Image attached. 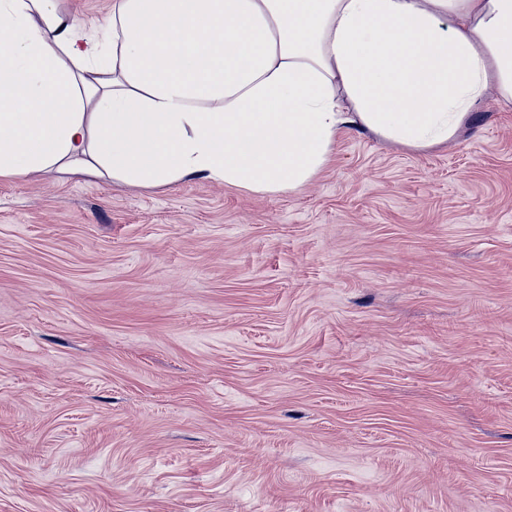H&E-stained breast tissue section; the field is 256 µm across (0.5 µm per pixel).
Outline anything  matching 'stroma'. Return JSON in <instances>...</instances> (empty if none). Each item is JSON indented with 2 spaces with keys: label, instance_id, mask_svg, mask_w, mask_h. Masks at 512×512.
<instances>
[{
  "label": "stroma",
  "instance_id": "35a3bbf8",
  "mask_svg": "<svg viewBox=\"0 0 512 512\" xmlns=\"http://www.w3.org/2000/svg\"><path fill=\"white\" fill-rule=\"evenodd\" d=\"M0 512H512V108L276 195L0 180Z\"/></svg>",
  "mask_w": 512,
  "mask_h": 512
}]
</instances>
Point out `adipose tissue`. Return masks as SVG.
<instances>
[{
	"mask_svg": "<svg viewBox=\"0 0 512 512\" xmlns=\"http://www.w3.org/2000/svg\"><path fill=\"white\" fill-rule=\"evenodd\" d=\"M0 0V178L255 194L311 183L350 129L420 152L512 104V0ZM63 9L76 20L85 33L92 35L112 19L115 0H62Z\"/></svg>",
	"mask_w": 512,
	"mask_h": 512,
	"instance_id": "adipose-tissue-1",
	"label": "adipose tissue"
}]
</instances>
